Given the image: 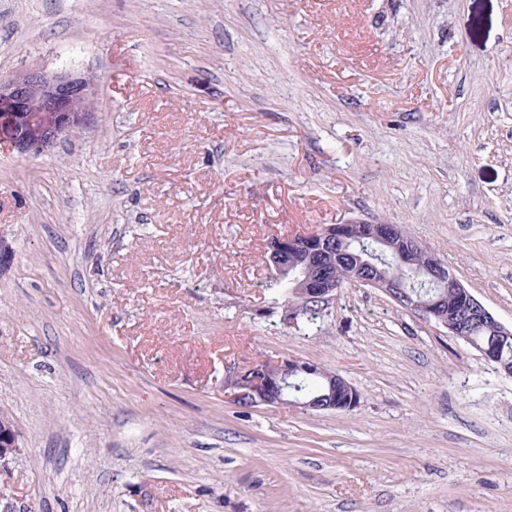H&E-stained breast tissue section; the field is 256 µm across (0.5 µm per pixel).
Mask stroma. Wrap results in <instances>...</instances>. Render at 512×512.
Here are the masks:
<instances>
[{
  "label": "stroma",
  "instance_id": "1",
  "mask_svg": "<svg viewBox=\"0 0 512 512\" xmlns=\"http://www.w3.org/2000/svg\"><path fill=\"white\" fill-rule=\"evenodd\" d=\"M93 77L0 141V512H512V376L368 287L284 326L275 235L400 224L512 326V0H0V80ZM347 413L224 401L264 358ZM94 93L88 76L39 68L0 80V139L21 154L46 153L60 137L88 124ZM262 366H257V365ZM256 364L227 366L224 377V401L237 405L241 402L245 392L241 389L249 385V390L255 394L254 406H281L287 402L288 382L300 375H318L310 379H300L296 381V389L291 388L288 400H308L312 396L328 395L335 396L346 391L351 395V402L347 409H354L359 404L360 394L357 389L347 380L339 378L337 381L333 377H320L323 370L316 364L299 361L295 359L283 358L280 360L268 361L263 366V361ZM326 372H334L325 369ZM328 385V394L324 389ZM12 425H10V423ZM14 429V430H13ZM18 430L11 420L6 417L0 419V461L6 460L18 451ZM18 435V436H17Z\"/></svg>",
  "mask_w": 512,
  "mask_h": 512
}]
</instances>
